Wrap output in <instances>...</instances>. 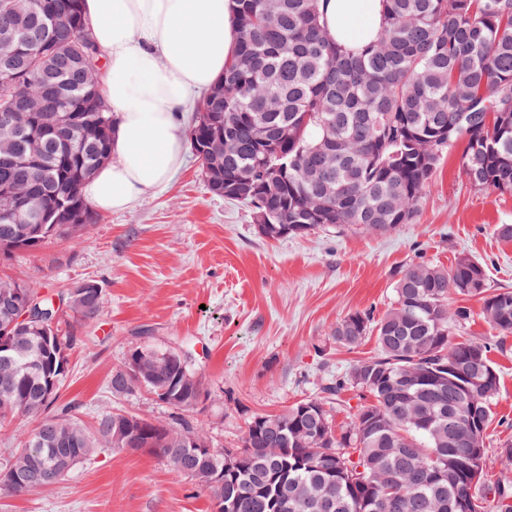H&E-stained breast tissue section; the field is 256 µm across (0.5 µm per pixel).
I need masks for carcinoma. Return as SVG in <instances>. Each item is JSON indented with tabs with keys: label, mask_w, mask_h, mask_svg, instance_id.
Masks as SVG:
<instances>
[{
	"label": "carcinoma",
	"mask_w": 512,
	"mask_h": 512,
	"mask_svg": "<svg viewBox=\"0 0 512 512\" xmlns=\"http://www.w3.org/2000/svg\"><path fill=\"white\" fill-rule=\"evenodd\" d=\"M80 0H0V33L16 56L0 65V113L34 101L42 70L64 92V111L94 133L66 147L35 121L0 146L36 151L27 169L0 162V187L21 180L35 189L40 222L22 238V220L0 210V251H33L72 236L94 214L82 185L111 158L113 115L102 94V67H89L82 39L93 40ZM319 0H236L238 38L224 79L196 105L189 140L209 189L249 207L258 232L278 239L319 229L386 234L410 224L447 153L463 146L460 171L479 191L512 192V0H384L377 38L359 52L342 50L320 22ZM237 149L218 160L209 140ZM241 169L255 172L236 187ZM87 215V223L76 218ZM34 298L44 312L65 307L66 329L41 326L12 336L0 351V416L33 421L23 446L0 460V498L57 483L23 486L22 476L71 471L99 448L161 457L195 481L213 507L231 512H512V477L485 479L486 430L499 373V340L457 341L471 317L448 296L477 297L481 315L512 334V289L491 290L485 266L461 255L448 268L418 262L394 284V305L375 320L354 312L336 322V343L352 349L376 338L375 355L355 362L323 395L274 415H257L240 445L213 447L186 417L207 401L202 375L179 353L142 344L112 370L114 396L143 386L183 412L171 421L113 411L86 429L48 409L67 376V351L97 319L71 302L0 279V294ZM368 397L336 427L331 396Z\"/></svg>",
	"instance_id": "cac0c4a2"
}]
</instances>
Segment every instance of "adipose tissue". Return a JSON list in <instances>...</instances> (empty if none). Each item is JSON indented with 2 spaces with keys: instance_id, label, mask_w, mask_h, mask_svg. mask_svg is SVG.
Returning <instances> with one entry per match:
<instances>
[{
  "instance_id": "1",
  "label": "adipose tissue",
  "mask_w": 512,
  "mask_h": 512,
  "mask_svg": "<svg viewBox=\"0 0 512 512\" xmlns=\"http://www.w3.org/2000/svg\"><path fill=\"white\" fill-rule=\"evenodd\" d=\"M333 39L353 50L376 38L382 0H319ZM233 0H83L105 55L103 95L115 122L112 159L84 183L98 211L131 209L183 163L182 115L219 81L236 40Z\"/></svg>"
}]
</instances>
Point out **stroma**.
<instances>
[{
    "instance_id": "1",
    "label": "stroma",
    "mask_w": 512,
    "mask_h": 512,
    "mask_svg": "<svg viewBox=\"0 0 512 512\" xmlns=\"http://www.w3.org/2000/svg\"><path fill=\"white\" fill-rule=\"evenodd\" d=\"M445 157L410 224L385 235L320 230L262 237L243 205L213 195L186 156L172 182L132 209L97 214L76 237L33 252L0 255V278L56 297L84 281L103 290V313L69 354L57 407L86 428L122 410L157 420L173 409L146 388L112 395L114 367L144 343L190 348L209 399L194 417L218 448L238 444L247 421L319 396L329 381L374 355V338L354 349L331 332L349 313L381 317L398 272L413 262L450 266L462 254L487 268L490 288L512 289V194L478 191ZM500 386L487 430L486 475L512 441V335L492 353ZM0 512H212L208 496L150 453L102 450L56 485L0 500Z\"/></svg>"
}]
</instances>
